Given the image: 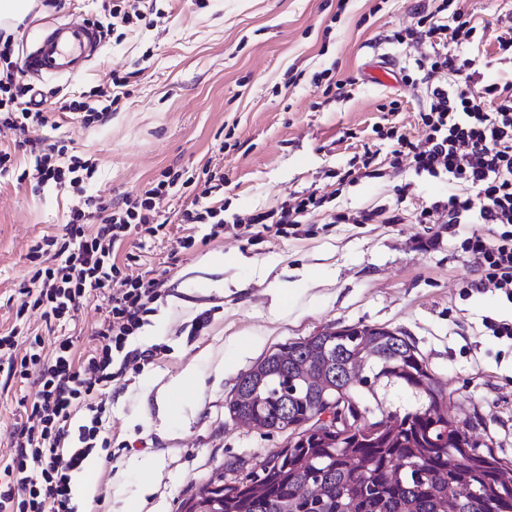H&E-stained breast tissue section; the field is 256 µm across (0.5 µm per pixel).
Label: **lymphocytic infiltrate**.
Listing matches in <instances>:
<instances>
[{
	"instance_id": "obj_1",
	"label": "lymphocytic infiltrate",
	"mask_w": 512,
	"mask_h": 512,
	"mask_svg": "<svg viewBox=\"0 0 512 512\" xmlns=\"http://www.w3.org/2000/svg\"><path fill=\"white\" fill-rule=\"evenodd\" d=\"M157 12V0H112L106 29L150 27ZM385 41L414 51L413 71L402 80L423 89L422 135L390 127L385 156L364 150L354 157L351 173L380 177L410 171L448 182L451 193L422 204L415 223L485 225V232L472 233L462 244L479 273L472 286L512 300V77L494 82L481 67L490 47L512 55V25L489 32L471 24L457 0H442L434 11L419 14L416 26L394 30ZM12 42L0 30L1 124L19 130L24 144L36 149L39 132L55 127V113L78 116L87 124L97 120L96 112L75 99H59L53 110H46L14 60ZM93 174L92 165L67 146L36 149L31 172L36 187H80ZM182 178L173 173L116 206L78 198L64 233L43 236L31 247V306L41 310L46 324L67 326L94 294L107 298L109 310L95 328L96 344L84 349L68 337L47 356L39 334H23L16 325L0 333V370L35 387L19 400L24 417L15 426L9 457L0 462V512H75L71 474L81 469L112 415L113 384L141 372L163 353V346L141 349L132 341L157 302L168 296L166 282L149 271L135 279L123 277L118 250L129 235L144 241L157 237L160 205ZM223 188V172L206 171L204 189L182 209L181 223L209 225L212 239L223 235L224 202L218 197ZM326 202L315 191L283 201L256 216L251 241L262 240L275 227L299 230L324 211ZM90 223L95 226L91 235L86 232ZM23 336L28 349L21 355L17 347ZM83 411L88 422L80 426L77 443H69L71 420Z\"/></svg>"
}]
</instances>
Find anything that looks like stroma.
<instances>
[{
    "label": "stroma",
    "mask_w": 512,
    "mask_h": 512,
    "mask_svg": "<svg viewBox=\"0 0 512 512\" xmlns=\"http://www.w3.org/2000/svg\"><path fill=\"white\" fill-rule=\"evenodd\" d=\"M436 0H160L164 15L152 28L104 37L89 68L70 79L42 80L48 100L77 97L102 109L99 88L113 71L129 73V97L91 124L58 115L48 140H64L96 164L85 182L97 201L144 193L166 171L224 173V218L243 219L277 208L312 189L330 195L325 214L402 206L448 195L443 182L414 177L343 176L363 145L385 148L377 131L380 107L401 103L397 127L421 135L419 91L401 81L375 82L381 59L395 67L410 53L383 35L414 21V7ZM81 13L102 19L98 0H52L15 29L16 55L39 33V20ZM351 80L348 95L324 94L312 77ZM19 132L0 127V149L16 168L0 175V329L11 327L28 282V250L46 234L62 232L73 193L18 182L34 157ZM406 194H399V186ZM202 183L174 190L158 213L163 229L140 244L135 276L152 269L170 294L149 315L135 343L167 352L112 396V419L102 429L105 448L93 508L76 512H184L183 503L229 462L258 466L286 446L284 432L249 429L228 413L239 377L278 346L328 329L385 327L409 339L442 380L451 408L476 418L474 439L512 461V340L493 336L485 318H512V301L497 292L466 290L478 274L461 244L469 224H329L312 217L297 237L266 235L250 242L247 229L204 241L209 228L184 224L180 212ZM196 238L193 248L179 246ZM91 296L66 329L48 332L36 310L26 324L42 332L46 349L73 336L95 345L105 313ZM211 310L212 321L193 332L192 321Z\"/></svg>",
    "instance_id": "35a3bbf8"
}]
</instances>
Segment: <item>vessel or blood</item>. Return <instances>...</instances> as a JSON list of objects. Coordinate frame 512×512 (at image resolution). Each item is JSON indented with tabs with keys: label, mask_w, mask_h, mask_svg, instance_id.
<instances>
[{
	"label": "vessel or blood",
	"mask_w": 512,
	"mask_h": 512,
	"mask_svg": "<svg viewBox=\"0 0 512 512\" xmlns=\"http://www.w3.org/2000/svg\"><path fill=\"white\" fill-rule=\"evenodd\" d=\"M101 46L98 28L68 14L45 21L35 41L25 51L22 66L36 79H62L78 74Z\"/></svg>",
	"instance_id": "b4317fda"
}]
</instances>
